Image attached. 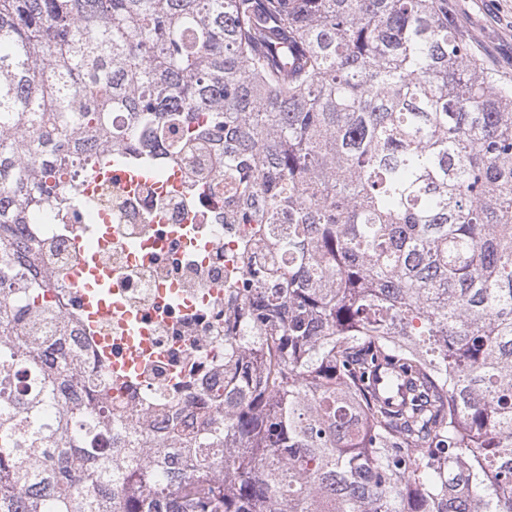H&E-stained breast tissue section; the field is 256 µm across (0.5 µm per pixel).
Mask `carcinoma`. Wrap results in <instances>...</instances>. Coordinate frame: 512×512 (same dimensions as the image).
Wrapping results in <instances>:
<instances>
[{
	"mask_svg": "<svg viewBox=\"0 0 512 512\" xmlns=\"http://www.w3.org/2000/svg\"><path fill=\"white\" fill-rule=\"evenodd\" d=\"M114 112L130 146L223 149L237 223L288 254L243 257L270 341L224 418L116 453L108 390L46 366L72 325L27 298L23 233L73 168L128 160ZM6 288L0 512H512V83L448 0H0Z\"/></svg>",
	"mask_w": 512,
	"mask_h": 512,
	"instance_id": "1",
	"label": "carcinoma"
}]
</instances>
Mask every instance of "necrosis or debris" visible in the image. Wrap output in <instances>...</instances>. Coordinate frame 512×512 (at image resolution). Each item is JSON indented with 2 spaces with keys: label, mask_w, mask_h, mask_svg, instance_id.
Returning <instances> with one entry per match:
<instances>
[{
  "label": "necrosis or debris",
  "mask_w": 512,
  "mask_h": 512,
  "mask_svg": "<svg viewBox=\"0 0 512 512\" xmlns=\"http://www.w3.org/2000/svg\"><path fill=\"white\" fill-rule=\"evenodd\" d=\"M171 139L149 149L146 178L125 184L98 181L87 203L67 213L37 212L30 236L47 255L44 297L73 327L66 349L112 398V434L135 422L146 446L167 443L172 420L195 433L202 417L224 411V335L259 338L244 325L242 248L255 238L253 224H236L238 196L214 183L193 181L192 172L215 168L213 153L175 156ZM107 225L104 260L112 271L105 293L112 315L95 333L86 329L83 285L72 281L83 242ZM148 331L151 349L140 369L122 384L110 381L96 342L112 339L113 351Z\"/></svg>",
  "instance_id": "necrosis-or-debris-1"
}]
</instances>
